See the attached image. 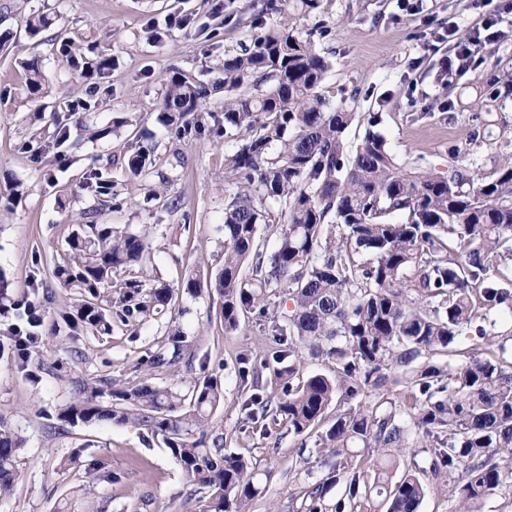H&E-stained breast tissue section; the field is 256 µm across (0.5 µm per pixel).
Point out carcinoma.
I'll list each match as a JSON object with an SVG mask.
<instances>
[{"label":"carcinoma","instance_id":"cac0c4a2","mask_svg":"<svg viewBox=\"0 0 512 512\" xmlns=\"http://www.w3.org/2000/svg\"><path fill=\"white\" fill-rule=\"evenodd\" d=\"M288 14L255 18L249 46L227 54L209 83L174 71L156 104V121L177 134L201 127L212 93L224 90V265L215 275L187 274L173 287L148 274L145 237L112 224H76L63 252L52 255L51 274L75 296L65 317L70 329L110 336L114 328L138 327L178 295L216 292L224 332L239 330L247 313L265 318L280 349L273 360L307 351L336 364L335 375L299 376L298 364L274 371L270 386L253 377L245 406L254 422L305 438L336 415L317 446L336 457L324 483L306 491L305 512H324L328 488L342 495L334 512L376 497L386 512H418L425 484L413 470L398 479L390 448H430V470L448 473L457 496L450 512H481L482 503L512 479V328L489 331L506 311L512 316V153L495 170L479 175L457 166L444 176L407 169L375 130L369 116L355 150L345 134L356 113L332 102L325 91L331 62L317 53L294 15L309 14L321 0H282ZM55 23L41 14L26 21L35 36ZM76 70L105 75L112 58L74 60ZM22 93L45 97L46 80L34 63L24 65ZM123 157L127 174L151 177V148L138 142ZM82 189L112 194V181L92 169ZM268 202L280 204L274 211ZM275 250L267 253V238ZM424 304L408 300L409 291ZM288 295L293 308L281 310ZM475 332L484 350L451 360L458 343ZM185 338L174 329L167 346L144 362L173 368ZM445 353L440 365L433 357ZM404 379L397 395L383 390L389 377ZM360 398L346 408L341 403ZM224 404L218 379L206 376L188 390L160 387L143 377L122 388L112 379L78 380L72 401L57 418L71 426L134 424L162 438L188 480L204 490L202 512H245L261 493L256 464L224 450L214 422ZM17 437L0 426V497L17 472Z\"/></svg>","mask_w":512,"mask_h":512}]
</instances>
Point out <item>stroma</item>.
<instances>
[{"label":"stroma","instance_id":"1","mask_svg":"<svg viewBox=\"0 0 512 512\" xmlns=\"http://www.w3.org/2000/svg\"><path fill=\"white\" fill-rule=\"evenodd\" d=\"M270 0H0V32H13L0 53V181L13 179L23 195L0 208V337L13 324L6 307L30 296L44 311L39 361L22 365L14 349L0 346V421L16 434L18 479L0 498V512H200V492L185 476L161 438L134 425L71 426L57 414L72 399L70 381L107 376L122 384L138 380L140 360L167 331L180 328L191 367L162 369L153 384L190 386L213 376L224 387L220 422L229 450L249 456L269 473L263 492L247 512H301L303 494L321 483L336 460L314 438L300 440L285 428L247 421L238 369L242 356L260 367L271 347L258 315L225 334L217 294H180L148 327L134 333L92 336L61 324L70 294L52 279L47 256L63 243L72 222L95 200L83 191L91 168L109 171L120 210L104 207L97 223L146 232L154 267L168 283L191 267L217 272L224 262V138L202 128L181 141L186 163L172 165V136L152 112L164 81L179 70L206 80L225 55L248 44L255 13ZM55 17V26L29 36L31 14ZM191 15L186 29L169 27L171 14ZM492 21L499 37L480 47L478 70L442 76V58L454 43L443 36L449 23L467 32ZM67 27L82 47L110 55L112 69L97 80L70 66L57 38ZM315 50L332 68L325 81L335 101L365 116L381 113L378 127L399 163L447 172L470 134L480 145L467 166L490 174L512 149V0H425L416 15L400 12L395 0H323L320 12L300 18ZM37 59L51 88L42 105L20 93L21 62ZM85 107L72 111V102ZM59 117L71 141L62 147L41 138ZM124 116L149 133L155 174L149 182L130 178L112 163L129 140L128 131L91 141L84 127H106ZM80 452L93 479L58 471L62 458ZM431 453H398L399 468L420 470L426 485L419 512H448V476L429 472Z\"/></svg>","mask_w":512,"mask_h":512}]
</instances>
